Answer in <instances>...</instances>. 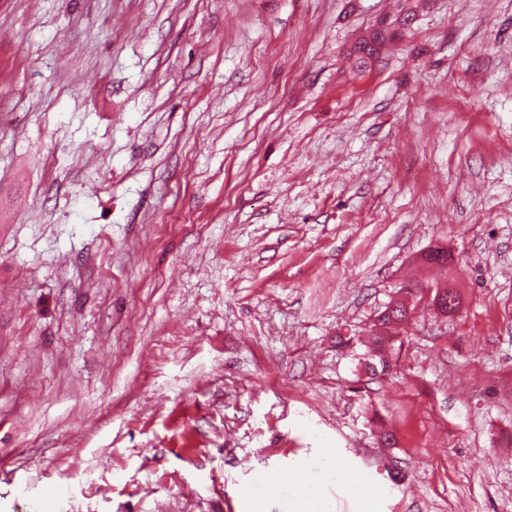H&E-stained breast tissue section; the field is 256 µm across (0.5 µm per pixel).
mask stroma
I'll list each match as a JSON object with an SVG mask.
<instances>
[{"label": "stroma", "instance_id": "1", "mask_svg": "<svg viewBox=\"0 0 512 512\" xmlns=\"http://www.w3.org/2000/svg\"><path fill=\"white\" fill-rule=\"evenodd\" d=\"M327 448L512 512V0H0V512H293ZM399 306L400 307L394 311V318L384 313L381 316H379L375 323L373 324L372 327L374 329L372 330L371 336L369 337L370 349L372 352L371 356H373V353L391 347V344H389V342L392 340L393 337L391 331L392 328L394 327V325L404 321L408 317V306L405 303V301L400 300Z\"/></svg>", "mask_w": 512, "mask_h": 512}]
</instances>
